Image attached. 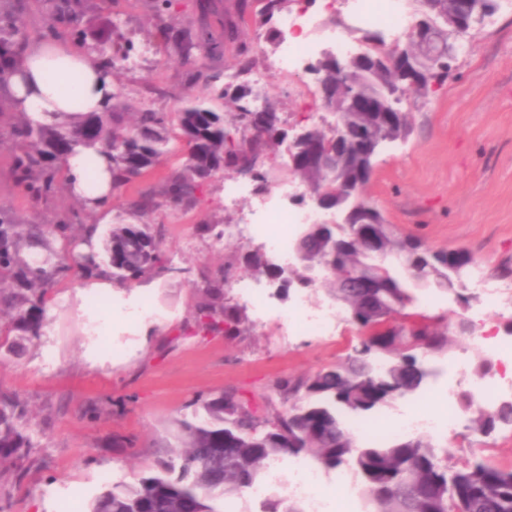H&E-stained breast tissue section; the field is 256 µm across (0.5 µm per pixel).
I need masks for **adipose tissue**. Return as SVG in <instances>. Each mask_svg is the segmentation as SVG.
Listing matches in <instances>:
<instances>
[{"mask_svg":"<svg viewBox=\"0 0 512 512\" xmlns=\"http://www.w3.org/2000/svg\"><path fill=\"white\" fill-rule=\"evenodd\" d=\"M74 70L83 73V82L70 83ZM10 90L16 111L45 123L57 119L59 113L72 112L77 102L84 111H99L112 92V81L95 56L70 51L55 42H40L26 50Z\"/></svg>","mask_w":512,"mask_h":512,"instance_id":"adipose-tissue-1","label":"adipose tissue"}]
</instances>
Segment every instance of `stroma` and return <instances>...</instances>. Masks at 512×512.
<instances>
[{
    "label": "stroma",
    "instance_id": "35a3bbf8",
    "mask_svg": "<svg viewBox=\"0 0 512 512\" xmlns=\"http://www.w3.org/2000/svg\"><path fill=\"white\" fill-rule=\"evenodd\" d=\"M114 11L128 16L125 30L135 44L134 61L117 69L115 88L147 101L146 76L172 89L159 101L171 112L185 95L184 66L165 58L151 41V11L145 0H116ZM309 93L321 110L319 86L309 75H271L265 101L285 128L310 127L300 113V96ZM403 109L413 133L389 144L375 158L365 197L404 235L437 249L473 254L488 275L497 278L505 308H460L452 296L431 288L415 291L414 311L455 317L464 314L477 331L503 332L512 319V6L503 4L459 42L447 81L421 98L408 92ZM62 191L53 206L29 198L12 172V148L0 144V213L32 224L52 211L78 207ZM249 200L224 201V182L215 180L200 205L183 219L168 221L162 243L171 266L160 278L113 283L112 327L100 329L91 311V293L63 284L49 307V324L40 340L17 360L0 362V385L20 394L29 408V430L37 443L36 461L13 486L5 512H63L64 498L87 504L109 481H133L148 470L158 450L173 445L172 423L186 414L198 394L233 386L257 396L283 376L311 375L341 362L356 331L340 319L329 336L289 328L281 311L294 306L296 290L264 288L268 309L246 304L250 334L175 337L188 317L200 281L199 271L216 267L231 254L252 250L249 242L214 238L198 232L201 224H233L245 219ZM145 299L148 316L162 329L149 335L129 328L125 307ZM54 362L45 365L46 352ZM466 354L476 360L477 344L461 338L448 355L435 358L437 379L424 396L397 400L383 413L389 418L418 405L440 412L448 393L445 369ZM456 448L475 451L499 466H512V432L476 437L458 428Z\"/></svg>",
    "mask_w": 512,
    "mask_h": 512
}]
</instances>
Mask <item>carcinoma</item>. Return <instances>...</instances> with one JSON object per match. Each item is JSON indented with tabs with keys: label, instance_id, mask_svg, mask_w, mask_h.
Segmentation results:
<instances>
[{
	"label": "carcinoma",
	"instance_id": "cac0c4a2",
	"mask_svg": "<svg viewBox=\"0 0 512 512\" xmlns=\"http://www.w3.org/2000/svg\"><path fill=\"white\" fill-rule=\"evenodd\" d=\"M44 2L48 18L41 39H55L60 26L68 27L87 13L94 25L71 31L84 50L97 56L109 75L129 60L134 44L125 36L126 21L120 14L104 12L93 0ZM149 2L153 37L169 56L180 61L207 57L206 68L185 73L190 88L203 85L206 92L189 97L176 112L146 104L136 107L124 93L114 92L101 111L78 113L65 124H34L23 114L11 123L8 140L16 184L44 203L67 184L63 167L54 164L64 144L71 153L89 151L85 167L92 188L100 158L112 171L114 194L151 176L154 180L140 188L132 202V212L141 223L112 225L100 252L92 247L86 252L74 249L76 244H88V234L99 230V225L85 223V205L46 224H27L16 217L0 222V362L22 356L41 338L49 323L52 295L73 274H102L120 283L164 276L169 271L161 250L166 225L149 219L159 211L179 218L194 210L211 173L230 171L240 152L268 155L275 146L270 137H240L238 112L243 96L251 94L246 83L231 95L229 85L210 82V71L219 70L226 41L239 43V56L256 61L252 47L240 40V29L264 10L253 11L252 0H196L194 20L181 26L168 20L171 0ZM37 9L36 0H13L0 19V90L26 50V17ZM420 17L424 26L445 24L448 0ZM380 36L363 31L369 50L352 60L351 85H336L335 62L323 66V86L336 96V104L356 91L376 93L383 105L393 104L402 81L387 65ZM409 48L431 71L428 84L418 90L424 97L448 79V72L439 71L437 61L417 41ZM212 95L222 97L233 111L212 110ZM410 133L404 112L400 121L377 131L370 146L404 141ZM333 165L336 177L317 167L298 176L309 190L325 193L331 207L346 199L341 213L350 216L335 226H305L298 238L300 246L311 257L332 258L347 271L382 283L375 308H362L357 295L349 291L338 299L359 333L345 360L313 375L274 380L271 394L262 397L256 414L235 401L239 395L235 388L227 394L197 397L190 403L191 416L176 421L178 448L157 455L148 471L133 482L105 488L89 502L88 512H221L220 498L248 494L267 480L270 464L284 456L310 459L327 471L349 470L366 486L371 512H512V466H492L474 452L459 458L454 449L422 432L401 441L368 443L344 426L343 417L413 395L434 374L430 360L450 348L448 321L427 316L418 320L408 312L416 301L411 288L451 294L467 308L476 300L467 284L476 265L464 267L454 252L433 250L399 235L378 211V253L369 251L357 237L359 210L351 206L370 180L374 157L346 141ZM242 260L259 277L276 276L260 252ZM396 265L407 278L395 275ZM236 273L234 257L200 270L201 286L190 317L183 321V333L234 337L250 332L245 309L230 296L229 283ZM380 361L386 362L382 370L377 366ZM458 401L468 414L471 432L488 437L498 429L512 430L511 399L483 407L462 390ZM26 415L20 396L0 386V496L9 495L8 486L21 482L34 464L36 442ZM226 434L237 439V447L224 448ZM260 512H310V508L299 496L286 506L269 498Z\"/></svg>",
	"mask_w": 512,
	"mask_h": 512
}]
</instances>
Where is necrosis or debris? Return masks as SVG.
Here are the masks:
<instances>
[{"label":"necrosis or debris","mask_w":512,"mask_h":512,"mask_svg":"<svg viewBox=\"0 0 512 512\" xmlns=\"http://www.w3.org/2000/svg\"><path fill=\"white\" fill-rule=\"evenodd\" d=\"M343 6L358 28L381 30L388 38V47L400 45L413 25L407 0H293L292 8L280 17V39L268 66L253 68L247 75L256 103H263L270 72L298 73L312 64L323 50L329 49L347 58L363 52L364 47L346 27L323 25L320 15ZM298 185H283L260 194L258 204L244 223L229 224L225 234L245 240H261L266 248L280 255L288 253V237L294 225L316 224L320 215L289 204L292 195L301 193ZM454 388L469 389L477 404L492 405L503 392L512 391V378L505 375L477 376L466 359L453 364ZM461 420L454 405H447L435 415L414 410L401 420L386 417L365 422L347 419L346 425L367 440H380L393 434H410L425 430L445 439H452ZM293 490L308 500L311 512H352L353 497L347 478H339L334 491L323 487L315 472L304 461L291 463Z\"/></svg>","instance_id":"obj_1"}]
</instances>
